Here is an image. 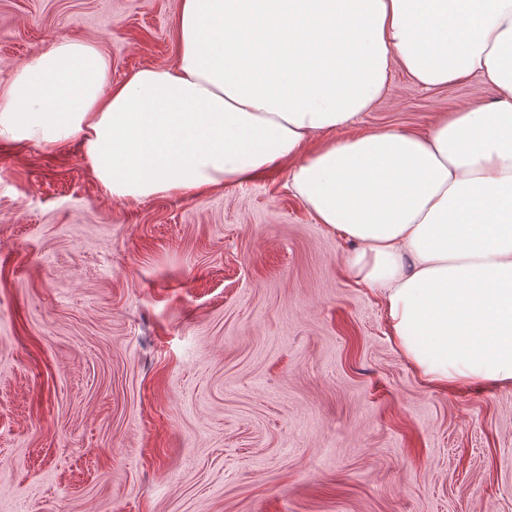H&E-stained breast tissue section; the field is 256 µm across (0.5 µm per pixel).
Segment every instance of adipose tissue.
Instances as JSON below:
<instances>
[{"label": "adipose tissue", "instance_id": "ef3b65f1", "mask_svg": "<svg viewBox=\"0 0 512 512\" xmlns=\"http://www.w3.org/2000/svg\"><path fill=\"white\" fill-rule=\"evenodd\" d=\"M174 63L113 83L63 40L0 88V140H75L119 202L196 196L289 164L317 223L351 241L390 342L430 386L512 387V0H177ZM492 102L430 132L341 140L392 69Z\"/></svg>", "mask_w": 512, "mask_h": 512}]
</instances>
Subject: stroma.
<instances>
[{
    "label": "stroma",
    "mask_w": 512,
    "mask_h": 512,
    "mask_svg": "<svg viewBox=\"0 0 512 512\" xmlns=\"http://www.w3.org/2000/svg\"><path fill=\"white\" fill-rule=\"evenodd\" d=\"M176 0H0V87L61 40L171 65ZM393 70L355 128L489 103ZM280 165L113 201L0 142V512H512V387L425 385Z\"/></svg>",
    "instance_id": "obj_1"
}]
</instances>
